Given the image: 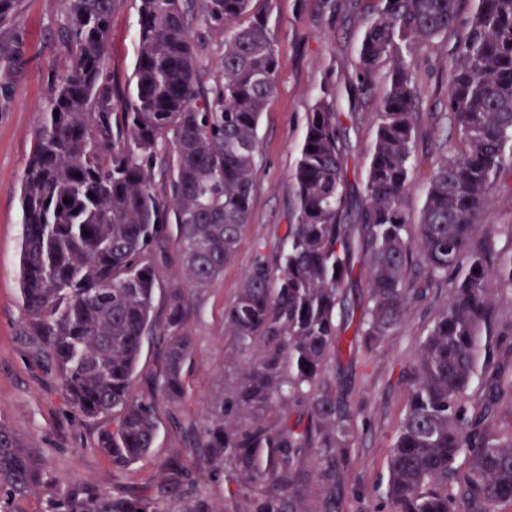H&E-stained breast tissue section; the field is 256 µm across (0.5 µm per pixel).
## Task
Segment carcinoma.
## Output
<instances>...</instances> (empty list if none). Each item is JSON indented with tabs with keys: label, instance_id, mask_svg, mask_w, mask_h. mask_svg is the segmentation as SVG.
<instances>
[{
	"label": "carcinoma",
	"instance_id": "cac0c4a2",
	"mask_svg": "<svg viewBox=\"0 0 512 512\" xmlns=\"http://www.w3.org/2000/svg\"><path fill=\"white\" fill-rule=\"evenodd\" d=\"M254 0H140L134 83L117 97L104 78L112 13L120 0H63L66 73L41 112L23 170L20 280L35 364L53 373L71 408L105 420L97 448L115 469L154 447L157 409L185 396L193 345L188 301L169 289L164 323L154 300L158 259L176 246L192 288L224 275L248 230L257 175L258 126L277 83L278 48ZM453 48L447 109L450 151L431 173L420 220L410 223L418 124L416 52L461 23L462 0H374L358 48L364 95L389 67L369 149L364 194L345 192L340 113L319 99L292 174L294 222L275 265L256 255L225 330L252 354L243 376L192 428L200 454L176 459L147 495L79 485L48 512H168L189 497L191 467L228 482L246 512H336L307 499L308 468L333 488L358 429L329 364L342 355L339 320L354 272L367 279L348 351L371 355L410 306L448 287L408 373L410 387L387 459L381 509L500 512L512 507V365L470 388L497 299L512 294V252L485 223L495 193L512 179V0H470ZM224 34L209 90L200 81L205 32ZM167 192L154 189L155 172ZM70 203H64V199ZM356 223L345 222L349 208ZM419 258L413 259L410 243ZM161 336L157 389L133 391L145 341ZM43 482V471L0 423V512ZM191 498V497H189ZM186 512H213L191 498Z\"/></svg>",
	"mask_w": 512,
	"mask_h": 512
}]
</instances>
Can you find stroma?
<instances>
[{
  "mask_svg": "<svg viewBox=\"0 0 512 512\" xmlns=\"http://www.w3.org/2000/svg\"><path fill=\"white\" fill-rule=\"evenodd\" d=\"M138 0H121L112 15L106 75L123 92L135 65ZM265 13L279 49L276 91L259 125V150L250 227L223 277L211 288L186 289L190 312L185 330L193 342L184 372L185 397L178 406L160 405L158 437L148 455L117 471L98 451V423L71 412L54 377L31 362L27 320L20 295L21 176L34 143V131L53 87L68 64L60 31L62 0H19L0 42V422L31 448L48 478L22 501L21 512H47L52 499L92 482L116 493L148 494L172 455L195 460L190 425L201 417L225 385L239 377L250 356L224 329V309L235 299L244 272L256 254L276 259L295 205L291 173L304 138L307 116L320 96L335 102L347 144L348 188L363 191L367 153L377 122L378 97L386 70L373 78L374 96L357 89V50L373 12L372 0H254ZM457 33L437 39L416 57L419 120L405 208L418 221L428 178L441 145L451 139L444 114L448 66ZM445 295L412 307L402 326L372 357H341L332 365L344 397L358 415V433L336 482L337 512H375L384 499L386 458L408 402L405 375L414 363L426 329L444 305Z\"/></svg>",
  "mask_w": 512,
  "mask_h": 512,
  "instance_id": "35a3bbf8",
  "label": "stroma"
}]
</instances>
